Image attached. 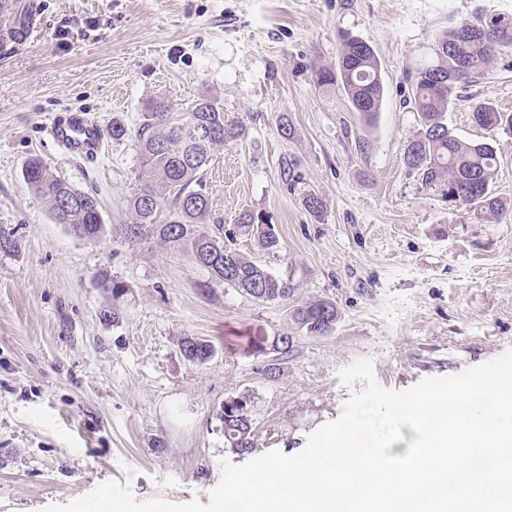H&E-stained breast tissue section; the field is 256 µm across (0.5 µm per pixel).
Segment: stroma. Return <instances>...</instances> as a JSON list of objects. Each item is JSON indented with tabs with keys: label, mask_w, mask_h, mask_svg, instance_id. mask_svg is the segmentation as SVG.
I'll list each match as a JSON object with an SVG mask.
<instances>
[{
	"label": "stroma",
	"mask_w": 512,
	"mask_h": 512,
	"mask_svg": "<svg viewBox=\"0 0 512 512\" xmlns=\"http://www.w3.org/2000/svg\"><path fill=\"white\" fill-rule=\"evenodd\" d=\"M0 29L39 20L25 43L0 42V512H41L99 484H130L137 501L208 503L221 460L246 456L224 438L226 399L247 397L259 452H300L351 394L337 373L372 358L376 380L403 391L512 348V218L452 206L404 162L418 117L406 100L409 68L442 31L481 15H512V0H13ZM374 50L385 87L375 121L314 71L335 66L344 35ZM206 96L243 138L204 171L214 219L232 229L265 213L280 248L237 246L291 279L285 301L259 302L222 284L191 257L152 242L129 246L125 199L142 175L134 140L104 137L97 160L50 139L52 120L81 113L108 129L136 128L145 104L191 111ZM512 113V49L477 82L458 86L448 125L497 154L491 190L512 201V133L472 121V105ZM291 136H282V122ZM94 194L109 233L98 242L56 223L27 184L28 157ZM326 205L321 219L306 193ZM127 293L113 300L101 271ZM323 299L338 312L331 335L311 336L294 309ZM119 303V321L102 308ZM290 333L294 348L269 381L270 357L252 336ZM212 341L192 363L181 337ZM238 341L225 352V338Z\"/></svg>",
	"instance_id": "obj_1"
}]
</instances>
